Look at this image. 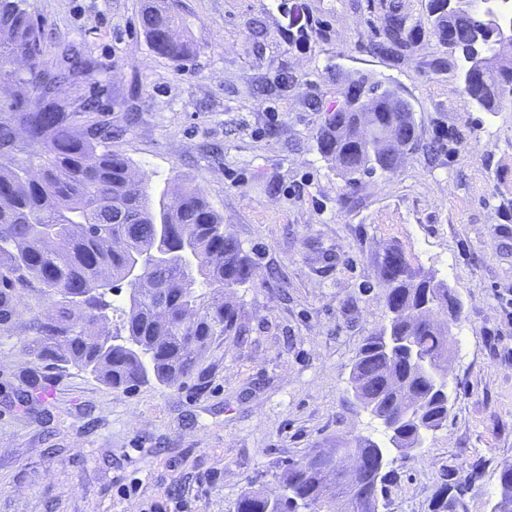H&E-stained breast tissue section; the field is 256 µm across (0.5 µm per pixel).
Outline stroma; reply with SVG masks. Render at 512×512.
Returning a JSON list of instances; mask_svg holds the SVG:
<instances>
[{
    "label": "stroma",
    "mask_w": 512,
    "mask_h": 512,
    "mask_svg": "<svg viewBox=\"0 0 512 512\" xmlns=\"http://www.w3.org/2000/svg\"><path fill=\"white\" fill-rule=\"evenodd\" d=\"M30 3L47 44L92 62L64 98L96 100L154 199L203 191L257 276L233 296L244 335L216 339L172 387L115 389L38 358L25 326L49 307L21 298L0 331V512H143L166 490L192 512H236L247 490L277 492L283 462L340 437L384 440L350 375L386 322L391 246L445 280L462 316L448 420L420 453L391 454L379 512H430L451 480L467 487L463 512H490L512 464V97L471 104L431 0H396L414 28L398 56L370 48L382 0H179L198 48L181 63L149 47L144 0ZM357 73L410 105L423 148L350 185L315 135ZM133 480L138 495L119 496Z\"/></svg>",
    "instance_id": "obj_1"
}]
</instances>
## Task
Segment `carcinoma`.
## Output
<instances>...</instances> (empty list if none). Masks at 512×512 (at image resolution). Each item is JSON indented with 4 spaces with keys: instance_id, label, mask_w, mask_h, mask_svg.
I'll list each match as a JSON object with an SVG mask.
<instances>
[{
    "instance_id": "obj_1",
    "label": "carcinoma",
    "mask_w": 512,
    "mask_h": 512,
    "mask_svg": "<svg viewBox=\"0 0 512 512\" xmlns=\"http://www.w3.org/2000/svg\"><path fill=\"white\" fill-rule=\"evenodd\" d=\"M432 2L434 30H448L455 46L469 50L478 12L456 14L450 30L445 0ZM179 20L178 0H152L140 15L151 49L175 62L197 52L190 38L170 36ZM407 23L398 5L386 6L377 49L408 50ZM44 49L45 23L34 18L30 0H0V69L17 53H33L17 76L24 95L0 101V329L18 314L19 300L35 293L51 308L28 323V347L38 357L84 368L118 389L150 380L172 386L197 370L215 338L242 335L240 309L227 295L254 278V264L201 191L178 189L168 205L155 208L143 178L132 177L127 158L110 149L112 124L100 118L96 102L76 105L58 95L89 75L91 61L72 43L56 44L50 62L43 61ZM506 85L512 86V66L489 60L482 83L465 92L479 98L478 109L496 112L504 101L497 90ZM348 86L372 111H353V99L344 94L316 143L351 184L361 175L393 173L418 137L410 105L381 82L360 74ZM395 125L403 129L402 150L386 136ZM33 146L42 159L37 176L20 163ZM133 255L148 264L145 286L126 279ZM380 268L390 317L364 340L350 383L359 404L393 426L389 443L408 448L421 431L448 420V385L435 369L448 363V302L461 301L395 247L386 250ZM117 283L127 284L129 304L114 334L104 319L106 292ZM425 302L443 318L416 319L413 311ZM334 452L368 467L351 481L316 460L313 449L280 466L277 498L247 491L237 512H379L391 480L389 449L357 435ZM499 484L491 512H512L511 465ZM463 493L458 484L442 485L431 512H458Z\"/></svg>"
}]
</instances>
